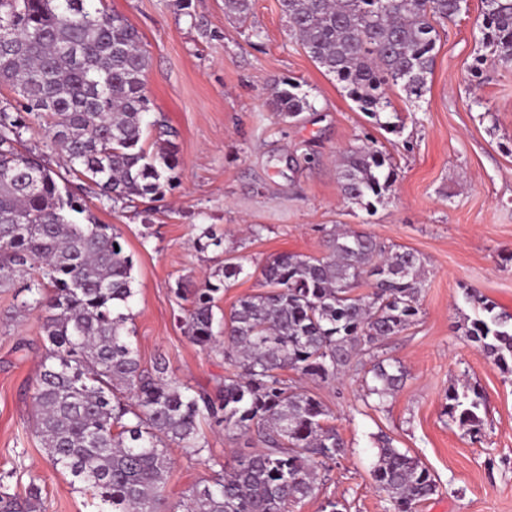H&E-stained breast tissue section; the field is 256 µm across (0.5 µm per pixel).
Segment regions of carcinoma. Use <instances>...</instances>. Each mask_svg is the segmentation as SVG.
<instances>
[{"instance_id":"obj_1","label":"carcinoma","mask_w":512,"mask_h":512,"mask_svg":"<svg viewBox=\"0 0 512 512\" xmlns=\"http://www.w3.org/2000/svg\"><path fill=\"white\" fill-rule=\"evenodd\" d=\"M464 0H279L292 37L343 84L362 112L380 119L392 107L386 88L421 98L433 71L438 26L454 20ZM480 48L471 77L487 56L512 63V0H483ZM250 0H224V13L244 22ZM0 84L19 96L0 108V288L29 277L32 305L44 310L48 342L33 394L36 434L51 464L80 483L108 512H159L175 446L198 454L204 422L246 438L254 451L234 456L212 484L192 489L182 512H287L315 490L317 470L337 463L345 442L328 424L329 409L288 383L294 371L336 381L359 355L371 359L362 401L377 404L403 385L405 368L379 353L382 341L420 313L424 264L409 249L386 248L357 230L334 232L321 257L285 253L260 269L262 291L216 319L214 294L243 273L224 259L197 289L185 320L189 339L224 349L235 373L211 393L169 375L164 358L142 367L127 322L133 261L110 224H81L84 204L60 187L56 173L21 148L28 121L45 120L69 172L99 186L114 202H154L176 179V132L159 126L145 148L152 102L144 77L150 56L142 37L104 0H0ZM269 106L283 118L312 108L291 80L271 89ZM342 199L373 210L396 181L390 157L373 141L340 155ZM371 291L356 295L362 284ZM482 312L466 335L512 374V315L470 289ZM224 326V336L216 327ZM444 414L475 437L484 423L477 386L448 389ZM375 491L392 512H416L437 492L419 458L377 440ZM26 496L0 482V512H38L41 487Z\"/></svg>"}]
</instances>
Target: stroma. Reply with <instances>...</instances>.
<instances>
[{
  "instance_id": "obj_1",
  "label": "stroma",
  "mask_w": 512,
  "mask_h": 512,
  "mask_svg": "<svg viewBox=\"0 0 512 512\" xmlns=\"http://www.w3.org/2000/svg\"><path fill=\"white\" fill-rule=\"evenodd\" d=\"M139 31L150 55V119L177 133L178 183L148 205L112 202L86 180L69 176L39 119L23 133L26 148L85 204L80 223L114 225L133 260L135 296L128 326L144 365L165 358L181 382L216 391L231 366L222 350L190 341V307L176 286L197 289L225 256L244 268L215 295L230 312L257 293L256 270L281 253L322 256L331 230L367 232L387 246L417 253L425 268L417 322L384 341L386 356L407 376L383 406L359 394L371 367L361 358L332 384L304 380L331 411L343 457L318 474L316 489L291 512H322L327 499L347 512H386L373 488V438L389 436L434 475L437 492L416 512H512V374L502 372L466 334L476 313L464 298L477 289L512 313V63L488 60L481 83L470 67L478 53L475 21L482 0L440 30L428 90L417 102L388 91L401 133L361 112L335 77L288 33L278 0H251L247 21L225 15L224 0H106ZM301 84L312 111L284 119L267 104L275 80ZM372 137L389 154L396 182L374 212L343 202L339 151ZM221 238L199 249L204 233ZM20 285L0 288V472L19 486L36 481L39 512H93L89 495L48 461L34 432L32 385L46 352L43 313ZM486 395L485 423L470 438L444 413L446 394L463 383ZM197 455L172 448L161 512H175L190 489L206 484L243 441L202 425Z\"/></svg>"
}]
</instances>
